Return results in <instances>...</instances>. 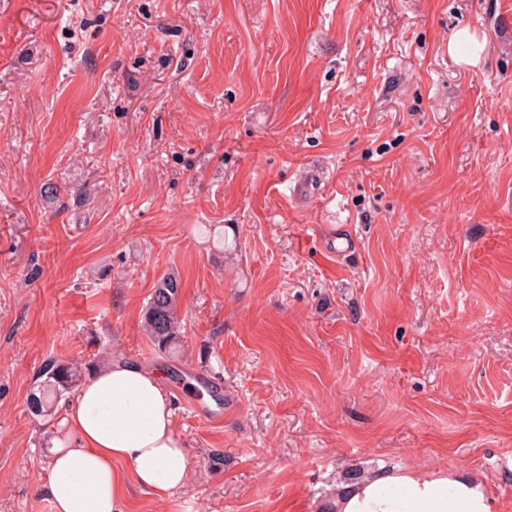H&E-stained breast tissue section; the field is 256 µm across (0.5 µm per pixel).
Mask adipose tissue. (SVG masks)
<instances>
[{"label":"adipose tissue","mask_w":512,"mask_h":512,"mask_svg":"<svg viewBox=\"0 0 512 512\" xmlns=\"http://www.w3.org/2000/svg\"><path fill=\"white\" fill-rule=\"evenodd\" d=\"M190 476L169 392L156 371L115 358L95 369L60 415L45 491L54 512H124L135 484L160 500ZM336 512H495L477 480L399 469L343 485Z\"/></svg>","instance_id":"adipose-tissue-1"}]
</instances>
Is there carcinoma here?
Instances as JSON below:
<instances>
[{"instance_id": "1", "label": "carcinoma", "mask_w": 512, "mask_h": 512, "mask_svg": "<svg viewBox=\"0 0 512 512\" xmlns=\"http://www.w3.org/2000/svg\"><path fill=\"white\" fill-rule=\"evenodd\" d=\"M181 282L172 273L156 283L143 315L144 330L155 349L166 354L182 336L178 314ZM45 380L31 394L30 410L38 416H48L61 399L78 385L81 374L77 368L52 361L45 369Z\"/></svg>"}]
</instances>
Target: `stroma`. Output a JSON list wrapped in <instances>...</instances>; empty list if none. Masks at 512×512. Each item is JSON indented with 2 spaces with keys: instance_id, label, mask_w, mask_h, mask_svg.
Masks as SVG:
<instances>
[{
  "instance_id": "35a3bbf8",
  "label": "stroma",
  "mask_w": 512,
  "mask_h": 512,
  "mask_svg": "<svg viewBox=\"0 0 512 512\" xmlns=\"http://www.w3.org/2000/svg\"><path fill=\"white\" fill-rule=\"evenodd\" d=\"M107 352L161 373L191 469L126 512H328L404 468L512 512V0H0V512H53L45 365ZM181 282L172 273L162 276L156 283L143 315L144 330L160 354L170 352L182 336L178 314Z\"/></svg>"
}]
</instances>
